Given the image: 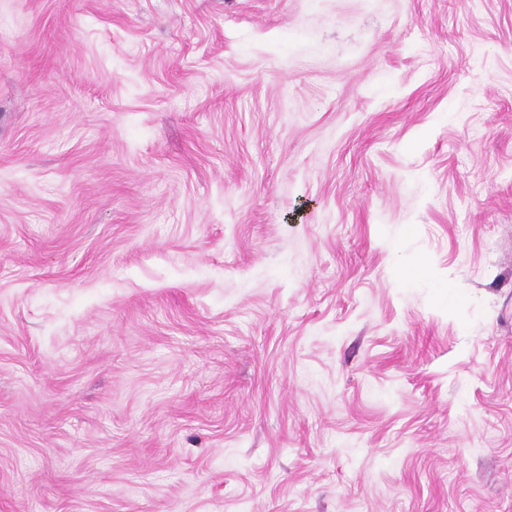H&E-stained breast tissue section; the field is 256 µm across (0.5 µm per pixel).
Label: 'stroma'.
<instances>
[{
    "label": "stroma",
    "mask_w": 512,
    "mask_h": 512,
    "mask_svg": "<svg viewBox=\"0 0 512 512\" xmlns=\"http://www.w3.org/2000/svg\"><path fill=\"white\" fill-rule=\"evenodd\" d=\"M0 512H512V0H0Z\"/></svg>",
    "instance_id": "obj_1"
}]
</instances>
